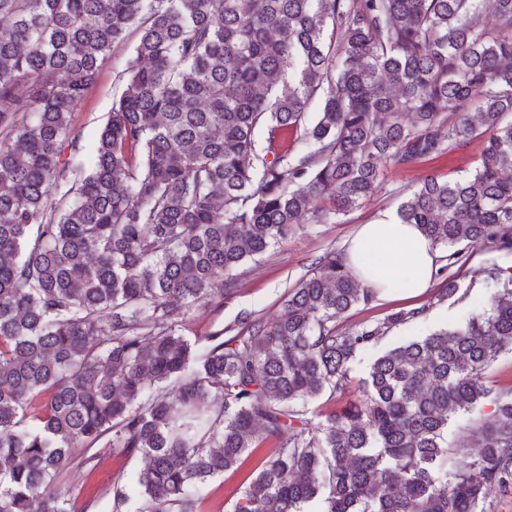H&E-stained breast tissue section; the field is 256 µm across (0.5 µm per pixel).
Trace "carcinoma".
Returning <instances> with one entry per match:
<instances>
[{"instance_id": "cac0c4a2", "label": "carcinoma", "mask_w": 512, "mask_h": 512, "mask_svg": "<svg viewBox=\"0 0 512 512\" xmlns=\"http://www.w3.org/2000/svg\"><path fill=\"white\" fill-rule=\"evenodd\" d=\"M133 36L83 163L72 112ZM511 113L512 0H0V512H69L57 476L109 433L142 456L140 512H198L268 442L230 512H488L512 491V385L483 383L512 350V267L460 327L380 353L322 423L300 404L344 393L357 354L428 306L342 331L376 298L331 252L273 318L177 327L295 225L371 198L383 166L476 136L475 172L425 179L398 215L452 249L440 274L511 250ZM486 399L448 470L449 420Z\"/></svg>"}]
</instances>
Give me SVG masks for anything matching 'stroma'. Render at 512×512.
Returning a JSON list of instances; mask_svg holds the SVG:
<instances>
[{
	"mask_svg": "<svg viewBox=\"0 0 512 512\" xmlns=\"http://www.w3.org/2000/svg\"><path fill=\"white\" fill-rule=\"evenodd\" d=\"M133 48V43L129 42L113 49L97 86L72 114V127L86 149H93L112 110L113 101L124 90L122 76L134 55ZM482 147V140L474 138L449 154L422 161L413 167L385 169L381 187L374 196L348 215L340 217L338 222L299 225L287 240L264 255L247 261L240 270L236 293L226 299L218 311L202 308L192 313L182 330L183 335L201 336L214 331L220 325L232 323L237 313L244 309L275 316L281 308L283 296L314 272L325 255L341 251L358 225L375 221L379 214L397 209L405 196L420 186L426 177L459 179L473 173L479 165ZM495 266H512V251L477 250L466 265L449 268L448 273L457 285L456 293L443 299L439 296V286H432L423 298L429 306L427 317L415 324L391 329L376 348L359 353L351 364L352 377L357 380L366 377L379 351L438 329L456 328L469 313L483 310L499 287L498 282L486 274L487 269ZM95 453L92 465L71 463L59 477L57 487L69 498L71 512H99L101 504L111 501L112 486L118 479L122 480L128 492L125 512H137L142 503L136 482L141 465L139 455L110 448L105 440L97 445ZM265 454V449H256L239 470L208 480L201 488L208 504L221 505L227 510L231 508L247 473Z\"/></svg>",
	"mask_w": 512,
	"mask_h": 512,
	"instance_id": "35a3bbf8",
	"label": "stroma"
}]
</instances>
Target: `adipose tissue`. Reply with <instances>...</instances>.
<instances>
[{
	"instance_id": "1",
	"label": "adipose tissue",
	"mask_w": 512,
	"mask_h": 512,
	"mask_svg": "<svg viewBox=\"0 0 512 512\" xmlns=\"http://www.w3.org/2000/svg\"><path fill=\"white\" fill-rule=\"evenodd\" d=\"M344 264L377 298L414 299L434 282L438 254L418 225L397 213L359 225L344 244Z\"/></svg>"
}]
</instances>
